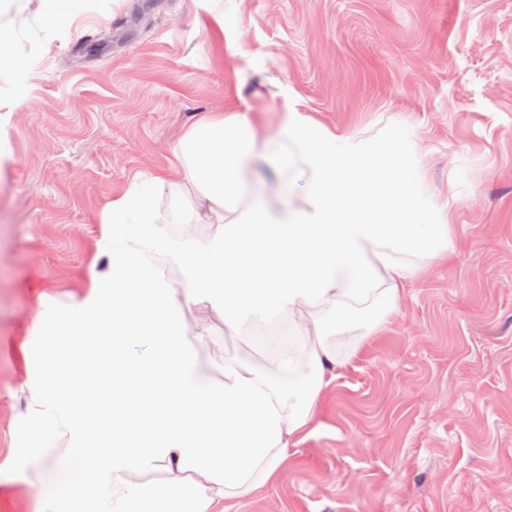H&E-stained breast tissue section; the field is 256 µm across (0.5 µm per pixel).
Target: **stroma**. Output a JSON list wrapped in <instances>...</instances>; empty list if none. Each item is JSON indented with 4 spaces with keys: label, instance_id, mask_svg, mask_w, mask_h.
<instances>
[{
    "label": "stroma",
    "instance_id": "stroma-1",
    "mask_svg": "<svg viewBox=\"0 0 512 512\" xmlns=\"http://www.w3.org/2000/svg\"><path fill=\"white\" fill-rule=\"evenodd\" d=\"M24 73L0 69V512H67L25 453L20 346L39 298L69 304L108 203L169 164L211 112L263 134L291 112L369 141L412 125L423 211L457 246L405 286L327 390L277 484L213 512H512V0H0ZM109 44H102L104 35ZM204 350L264 363L209 322Z\"/></svg>",
    "mask_w": 512,
    "mask_h": 512
}]
</instances>
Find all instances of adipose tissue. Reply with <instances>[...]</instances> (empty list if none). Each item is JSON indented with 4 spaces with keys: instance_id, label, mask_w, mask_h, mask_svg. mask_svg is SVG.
<instances>
[{
    "instance_id": "ef3b65f1",
    "label": "adipose tissue",
    "mask_w": 512,
    "mask_h": 512,
    "mask_svg": "<svg viewBox=\"0 0 512 512\" xmlns=\"http://www.w3.org/2000/svg\"><path fill=\"white\" fill-rule=\"evenodd\" d=\"M271 149L304 190L257 203L249 164ZM173 155L107 205L97 246L108 262L90 269L85 295L30 330L42 352L25 360L45 430L29 453L88 512H212L215 499L276 483L335 370L387 323L422 264L455 249L449 215L421 213L404 147H371L298 112L262 139L246 114L217 112ZM214 314L266 350L268 365L205 360ZM344 335L354 342L342 352L334 339ZM156 461L187 480L140 482Z\"/></svg>"
}]
</instances>
